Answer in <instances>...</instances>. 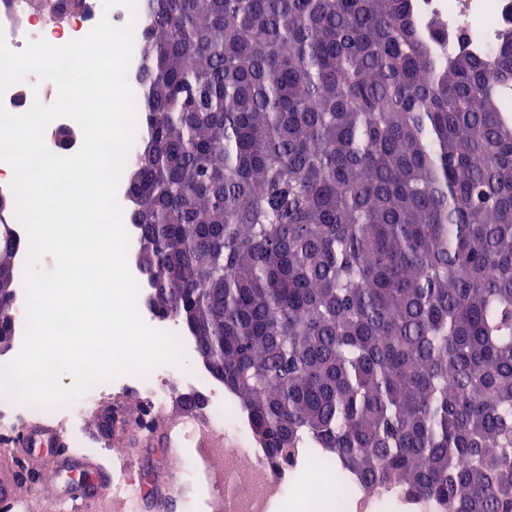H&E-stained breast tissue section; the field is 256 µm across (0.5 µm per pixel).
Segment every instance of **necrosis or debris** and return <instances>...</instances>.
<instances>
[{"label": "necrosis or debris", "mask_w": 512, "mask_h": 512, "mask_svg": "<svg viewBox=\"0 0 512 512\" xmlns=\"http://www.w3.org/2000/svg\"><path fill=\"white\" fill-rule=\"evenodd\" d=\"M86 10L69 17L54 32L56 38L70 41L87 35L101 19L116 26L134 22L136 29L146 25L145 8L129 12L117 6L104 10L102 0H86ZM24 0H0V35L8 47L22 50L26 43L41 38V30L17 24ZM417 22L421 28H436L441 53L479 50L492 53L502 33L512 30V0H419ZM184 384L202 396L207 427L189 421L179 426L177 440L188 451L183 466L192 468L203 486L195 503V512H282L285 506L288 476L301 469L309 481L326 486L337 465L330 453L316 456L299 451L293 462L282 467L272 466L266 451L244 443V414L231 406L222 388L208 372L195 371L184 375ZM172 382V371L158 365L145 371L129 372L94 385L86 399L101 397L109 391L134 389L151 406L165 400ZM80 402L74 401L53 408L34 403L14 402L0 395V436L14 429L18 418L49 416L66 425L75 441L83 435L78 422ZM232 437L236 446L226 455H218L213 447L221 435ZM307 512H322L331 507L334 512H438L435 503L409 496L396 489H365L354 481L341 485L325 500H310Z\"/></svg>", "instance_id": "1"}]
</instances>
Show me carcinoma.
Listing matches in <instances>:
<instances>
[{
	"mask_svg": "<svg viewBox=\"0 0 512 512\" xmlns=\"http://www.w3.org/2000/svg\"><path fill=\"white\" fill-rule=\"evenodd\" d=\"M150 2L151 310L274 461L512 512V37L442 60L412 0ZM17 249L0 235V343Z\"/></svg>",
	"mask_w": 512,
	"mask_h": 512,
	"instance_id": "1",
	"label": "carcinoma"
}]
</instances>
